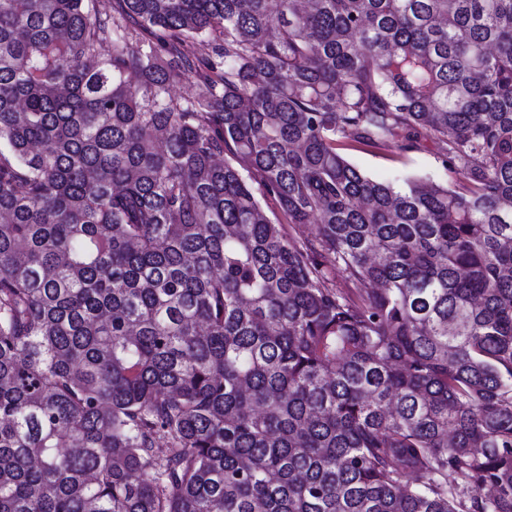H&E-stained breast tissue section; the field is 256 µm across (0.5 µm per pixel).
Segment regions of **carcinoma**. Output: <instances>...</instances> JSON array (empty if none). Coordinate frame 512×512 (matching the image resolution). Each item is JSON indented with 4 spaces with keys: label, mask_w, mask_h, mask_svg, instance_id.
<instances>
[{
    "label": "carcinoma",
    "mask_w": 512,
    "mask_h": 512,
    "mask_svg": "<svg viewBox=\"0 0 512 512\" xmlns=\"http://www.w3.org/2000/svg\"><path fill=\"white\" fill-rule=\"evenodd\" d=\"M116 2L0 0V512H512V0ZM340 152L358 165L367 175L379 180H393L398 175L414 174L439 182L456 179L445 171L434 143L421 131L420 147L401 151L396 147L371 148L345 146Z\"/></svg>",
    "instance_id": "cac0c4a2"
}]
</instances>
